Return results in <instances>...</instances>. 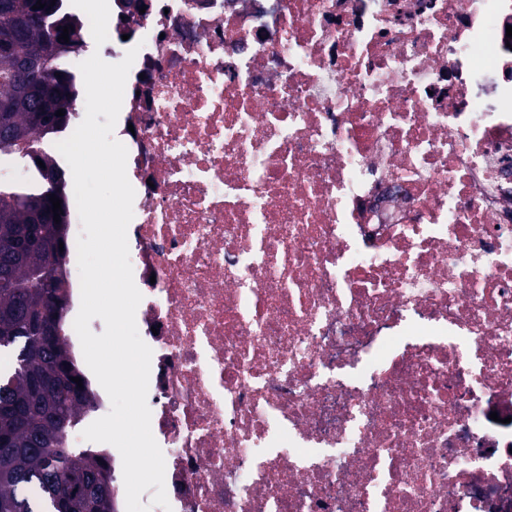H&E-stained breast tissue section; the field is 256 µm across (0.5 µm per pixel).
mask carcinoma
Here are the masks:
<instances>
[{
  "label": "carcinoma",
  "mask_w": 512,
  "mask_h": 512,
  "mask_svg": "<svg viewBox=\"0 0 512 512\" xmlns=\"http://www.w3.org/2000/svg\"><path fill=\"white\" fill-rule=\"evenodd\" d=\"M61 2L0 0V39L9 38L0 52V165L31 169L23 183H0V243L19 236L14 247L0 246V455L16 452L12 474L0 471V512H114L107 458L66 438L90 395L73 382L83 373L61 334L68 307H52L53 295L68 291L64 253L48 244L56 225L35 226L28 208L54 194L67 211L66 185L47 176L65 170L40 147L66 125L80 94L59 68L72 43L58 40L63 27L79 28L80 17ZM15 67L34 74L24 88L11 75Z\"/></svg>",
  "instance_id": "obj_1"
}]
</instances>
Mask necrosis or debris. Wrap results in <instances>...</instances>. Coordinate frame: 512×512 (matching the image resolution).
<instances>
[{"label":"necrosis or debris","instance_id":"4bbe7bcc","mask_svg":"<svg viewBox=\"0 0 512 512\" xmlns=\"http://www.w3.org/2000/svg\"><path fill=\"white\" fill-rule=\"evenodd\" d=\"M140 2L62 67L139 49L172 512H512V0Z\"/></svg>","mask_w":512,"mask_h":512}]
</instances>
